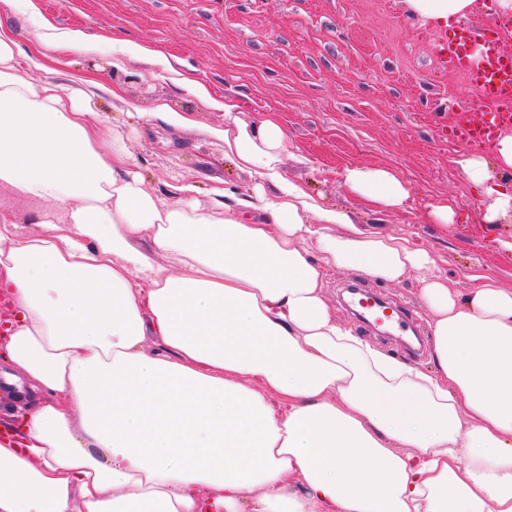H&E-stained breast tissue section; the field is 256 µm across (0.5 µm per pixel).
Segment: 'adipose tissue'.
<instances>
[{
    "label": "adipose tissue",
    "mask_w": 512,
    "mask_h": 512,
    "mask_svg": "<svg viewBox=\"0 0 512 512\" xmlns=\"http://www.w3.org/2000/svg\"><path fill=\"white\" fill-rule=\"evenodd\" d=\"M403 2L441 24L476 0ZM44 67L0 26V186L47 204L28 232L0 209V512H512V288L452 292L410 239L294 184L267 196L273 117L218 133L251 195L203 209L185 179L163 199L103 148L96 81ZM457 164L484 223L512 216L511 131ZM344 184L384 210L410 197L386 168ZM327 265L420 274L431 371L337 322Z\"/></svg>",
    "instance_id": "adipose-tissue-1"
}]
</instances>
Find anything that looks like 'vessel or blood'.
<instances>
[{
  "label": "vessel or blood",
  "instance_id": "b4317fda",
  "mask_svg": "<svg viewBox=\"0 0 512 512\" xmlns=\"http://www.w3.org/2000/svg\"><path fill=\"white\" fill-rule=\"evenodd\" d=\"M439 62L443 69L461 75L474 92L469 113L449 127L450 140L480 148L512 127L511 18L491 27H451L440 44ZM475 112L481 113V120H472Z\"/></svg>",
  "mask_w": 512,
  "mask_h": 512
}]
</instances>
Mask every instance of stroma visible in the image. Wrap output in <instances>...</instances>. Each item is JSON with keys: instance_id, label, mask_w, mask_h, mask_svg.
I'll use <instances>...</instances> for the list:
<instances>
[{"instance_id": "stroma-1", "label": "stroma", "mask_w": 512, "mask_h": 512, "mask_svg": "<svg viewBox=\"0 0 512 512\" xmlns=\"http://www.w3.org/2000/svg\"><path fill=\"white\" fill-rule=\"evenodd\" d=\"M47 22L82 30L93 42L91 53L68 54L69 69L96 76L102 90L94 110L158 194L187 177L206 207L212 188L243 195L257 181L225 157L215 135L224 113L192 93V78L215 99H235L240 122L276 115L288 131L284 180L303 185L323 207L347 210L369 232L412 237L441 257L439 272L459 293L467 291L470 270L512 287V251L500 246L512 240V221L483 223L486 201L457 164L464 148L448 139L473 92L439 70L443 27L409 16L403 0H0V23L15 28L21 44ZM130 42L149 46L155 57L130 58ZM159 102L187 125L149 118ZM358 164L396 171L411 189L407 208L376 213L349 195L342 172ZM439 203L454 207V223L432 222L429 212ZM351 284L411 314L418 354L399 334L369 329L353 313L344 293ZM324 293L354 335L429 369L431 313L415 276L385 283L332 269Z\"/></svg>"}]
</instances>
